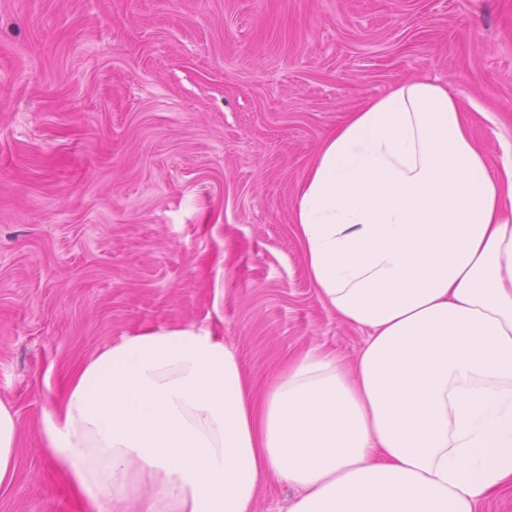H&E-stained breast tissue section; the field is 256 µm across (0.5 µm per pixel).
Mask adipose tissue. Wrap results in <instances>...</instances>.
<instances>
[{
    "label": "adipose tissue",
    "instance_id": "obj_1",
    "mask_svg": "<svg viewBox=\"0 0 512 512\" xmlns=\"http://www.w3.org/2000/svg\"><path fill=\"white\" fill-rule=\"evenodd\" d=\"M294 222L327 306L368 338L314 350L256 394L223 339L107 346L44 419L87 512H478L512 487V166L495 174L456 99L425 79L321 143ZM301 491L271 480L263 484L256 496L253 512H287L291 502Z\"/></svg>",
    "mask_w": 512,
    "mask_h": 512
}]
</instances>
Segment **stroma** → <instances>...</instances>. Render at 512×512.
I'll return each instance as SVG.
<instances>
[{
	"label": "stroma",
	"mask_w": 512,
	"mask_h": 512,
	"mask_svg": "<svg viewBox=\"0 0 512 512\" xmlns=\"http://www.w3.org/2000/svg\"><path fill=\"white\" fill-rule=\"evenodd\" d=\"M415 78L512 163V0H0V512H83L43 420L123 337L211 331L260 390L307 349L356 358L297 190L349 112ZM15 435V418L8 406L0 401V485L12 473Z\"/></svg>",
	"instance_id": "1"
}]
</instances>
